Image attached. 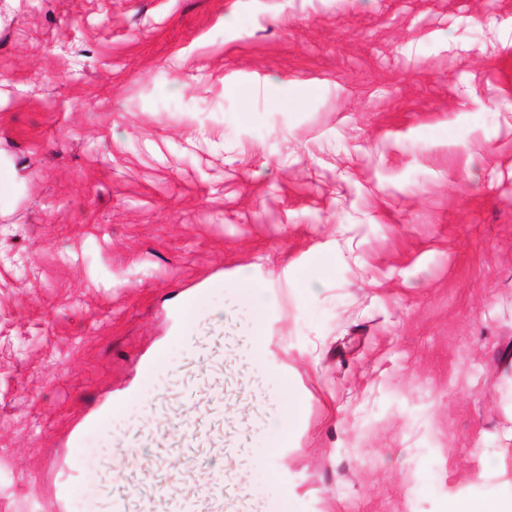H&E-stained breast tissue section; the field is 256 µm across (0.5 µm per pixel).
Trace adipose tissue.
<instances>
[{"label": "adipose tissue", "mask_w": 512, "mask_h": 512, "mask_svg": "<svg viewBox=\"0 0 512 512\" xmlns=\"http://www.w3.org/2000/svg\"><path fill=\"white\" fill-rule=\"evenodd\" d=\"M236 302L245 308L251 323L250 338L264 335L269 318L277 307V297L269 282L241 273L236 290ZM247 367L257 378H272L276 381L273 399L279 407V414L274 420L271 432L272 446L269 455L259 459V466L277 470V453L279 449L292 447L302 426L305 412L303 402L296 395L292 384L284 373L268 367L261 355L248 354Z\"/></svg>", "instance_id": "ef3b65f1"}]
</instances>
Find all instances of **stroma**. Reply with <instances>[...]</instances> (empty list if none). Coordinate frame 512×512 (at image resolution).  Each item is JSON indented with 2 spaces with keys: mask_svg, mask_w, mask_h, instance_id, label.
Returning <instances> with one entry per match:
<instances>
[{
  "mask_svg": "<svg viewBox=\"0 0 512 512\" xmlns=\"http://www.w3.org/2000/svg\"><path fill=\"white\" fill-rule=\"evenodd\" d=\"M0 172V512H53L90 450L140 451L106 470L109 497L187 458L229 475L225 499L267 485L270 385L187 358L174 317L202 289L196 335H243L244 312L210 324L243 268L274 281L267 359L305 403L278 460L296 512H448L492 488L479 456L512 426V0H0ZM160 347L167 374L144 382ZM133 385L154 427L100 421Z\"/></svg>",
  "mask_w": 512,
  "mask_h": 512,
  "instance_id": "35a3bbf8",
  "label": "stroma"
}]
</instances>
